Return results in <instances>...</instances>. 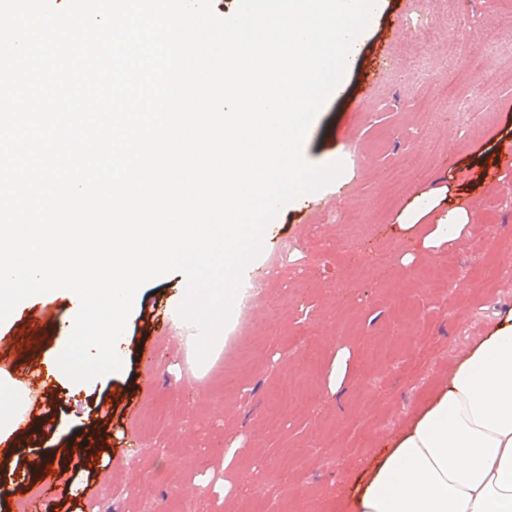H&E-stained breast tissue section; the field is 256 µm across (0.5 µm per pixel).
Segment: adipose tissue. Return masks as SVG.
Masks as SVG:
<instances>
[{
  "label": "adipose tissue",
  "instance_id": "obj_1",
  "mask_svg": "<svg viewBox=\"0 0 512 512\" xmlns=\"http://www.w3.org/2000/svg\"><path fill=\"white\" fill-rule=\"evenodd\" d=\"M432 214L441 243L469 219L465 210L440 212L438 198L422 194L399 227L412 230ZM29 402L1 372L0 442L13 439ZM343 501L347 512H512V312L454 363Z\"/></svg>",
  "mask_w": 512,
  "mask_h": 512
}]
</instances>
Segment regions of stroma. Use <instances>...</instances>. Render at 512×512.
<instances>
[{
	"instance_id": "obj_1",
	"label": "stroma",
	"mask_w": 512,
	"mask_h": 512,
	"mask_svg": "<svg viewBox=\"0 0 512 512\" xmlns=\"http://www.w3.org/2000/svg\"><path fill=\"white\" fill-rule=\"evenodd\" d=\"M461 25L447 29L426 0H381L358 56L310 127L306 158L335 162L354 148L357 177L341 197L305 194L269 223L261 256L250 270L264 290L235 340L219 336L196 364L193 337L175 320L186 282L171 273L145 284L117 343L118 371L89 382L52 381L30 407L41 427L17 436L14 454L0 458V512L37 500L35 463L89 435L84 452L56 460L65 496L55 512H101L113 486L127 489L124 512H186L204 494V512H343L341 493L371 464L380 447L441 385L456 359L512 311V267L499 250L512 247V39L488 49L492 88L449 68L461 46L492 29L512 0H452ZM424 18L432 36L424 62L402 57L397 43L421 40L406 26ZM393 30L392 41L380 34ZM457 85L456 99L436 95L430 74ZM469 109L456 123L455 101ZM405 179L391 205L387 174ZM432 192L442 205L475 211L457 241L424 247L433 220L398 236L392 231L416 195ZM282 253L272 268L268 254ZM413 254L403 265L404 254ZM454 265L453 280L441 271ZM73 299L34 296L0 322V368L22 374L27 337L17 331L32 315L54 322L49 357L66 345ZM318 347L322 363L307 375L303 345ZM388 347V362L376 359ZM154 352L155 387L142 386L144 356ZM349 356L338 395L329 392L337 352ZM295 387L284 389V379ZM263 499L240 496L242 475Z\"/></svg>"
}]
</instances>
